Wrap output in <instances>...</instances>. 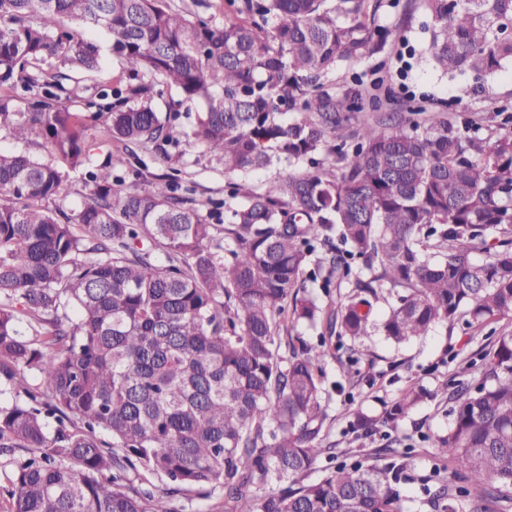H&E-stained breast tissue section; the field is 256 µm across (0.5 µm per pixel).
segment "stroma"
Listing matches in <instances>:
<instances>
[{"label":"stroma","instance_id":"stroma-1","mask_svg":"<svg viewBox=\"0 0 512 512\" xmlns=\"http://www.w3.org/2000/svg\"><path fill=\"white\" fill-rule=\"evenodd\" d=\"M376 18L390 32L383 51L372 59L342 66L329 77L330 84L339 90L358 82H378L375 103L353 113V123L375 118L394 106L418 121L424 120L426 112L439 111L459 126L488 117V124L479 130L483 137L495 128L512 129V63L476 83L474 91L460 100L456 80L435 70L426 58L415 60L410 71L402 69L408 48L420 51L426 40L424 29L429 18L423 0H382ZM86 35L104 47L106 39L100 30H87ZM102 55L101 71L80 75L75 86L78 100L96 98L105 84L125 85L117 58L105 47ZM172 168L178 169L182 182L193 189L197 200L224 199L227 178L223 165L201 145L185 140L163 154L137 149L135 157L129 158L117 174L125 182L145 187L156 175ZM510 331L512 319H504L482 328L461 323L452 328L438 326L400 346L379 334L355 342L342 339L323 365L328 440L334 444L338 459L378 464L383 447L407 452L402 486L407 512H426L420 502L428 486L448 479L458 483L463 476L459 465L437 456L433 443L434 437L446 434L452 423L449 411L455 384L461 379L477 380L480 354L497 336ZM413 385L424 386L431 396L396 429L383 427L369 438L350 430V415L355 409L380 416L386 403Z\"/></svg>","mask_w":512,"mask_h":512}]
</instances>
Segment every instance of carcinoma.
<instances>
[{
	"instance_id": "cac0c4a2",
	"label": "carcinoma",
	"mask_w": 512,
	"mask_h": 512,
	"mask_svg": "<svg viewBox=\"0 0 512 512\" xmlns=\"http://www.w3.org/2000/svg\"><path fill=\"white\" fill-rule=\"evenodd\" d=\"M228 3L246 20L216 24L167 0H0V127L18 140L39 128L64 163L0 149V376L26 393L0 403V457L34 453L10 478L12 512H177L189 488L221 489L224 512H404V455L389 446L382 466L338 464L303 483L334 449L331 348L324 335L314 346L282 339L285 306L340 339L375 328L397 345L461 319L512 318V131L465 136L442 113L426 127L391 116L353 130L366 92L337 94L326 79L380 51L377 6ZM424 5L436 70L478 80L512 61V0ZM68 20L103 31L128 79L114 102L83 103L107 113L106 141L164 153L177 112L200 107L191 136L230 177L228 224L211 223L174 175L122 187L113 171L126 159L112 154L89 172L77 214L50 207L101 144L71 87V72L100 68V48ZM161 85L178 95L164 113L153 105ZM275 163L279 177L253 189L247 176ZM355 259L366 277H352ZM308 275L352 291L328 311L305 294ZM385 289L395 301L376 326ZM483 360L476 386L456 383L436 442L466 485L438 482L423 502L431 512L512 504V333ZM426 398L409 387L353 427L366 438L379 422L394 428ZM140 471L167 484L135 486Z\"/></svg>"
}]
</instances>
